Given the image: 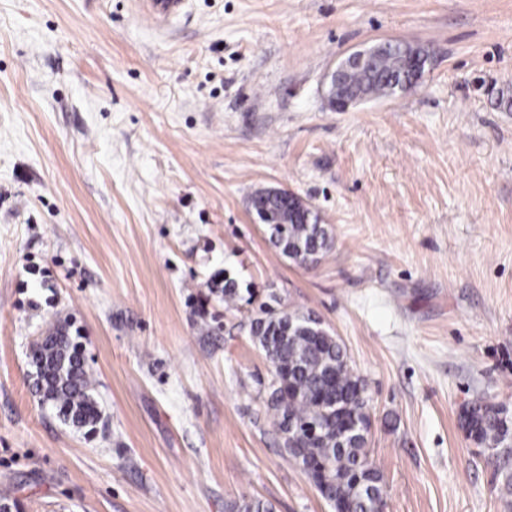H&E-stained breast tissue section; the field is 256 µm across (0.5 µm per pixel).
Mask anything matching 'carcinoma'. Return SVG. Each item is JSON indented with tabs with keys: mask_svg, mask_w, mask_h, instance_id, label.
<instances>
[{
	"mask_svg": "<svg viewBox=\"0 0 512 512\" xmlns=\"http://www.w3.org/2000/svg\"><path fill=\"white\" fill-rule=\"evenodd\" d=\"M420 77L403 44H378L368 65L350 74L349 84L363 101L393 96L397 85ZM251 208L270 243L296 264L306 256L316 264L333 246L331 228L315 212L290 208L286 200L258 191L251 196ZM220 293L225 310L238 308L240 288L227 273ZM250 332L272 366L267 405L289 457L332 512H372L375 502L385 500V490L366 448L371 420L365 383L344 345L313 312L267 304L251 319ZM32 362L41 401L54 405L74 427L97 422L99 410L84 360L64 328H54L33 345ZM459 423L477 448L495 457L498 469L512 468V417L502 406L481 398L467 402ZM230 510L272 512L260 499H244Z\"/></svg>",
	"mask_w": 512,
	"mask_h": 512,
	"instance_id": "cac0c4a2",
	"label": "carcinoma"
}]
</instances>
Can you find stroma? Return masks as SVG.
Wrapping results in <instances>:
<instances>
[{
	"label": "stroma",
	"instance_id": "obj_1",
	"mask_svg": "<svg viewBox=\"0 0 512 512\" xmlns=\"http://www.w3.org/2000/svg\"><path fill=\"white\" fill-rule=\"evenodd\" d=\"M433 56L345 112L325 74L381 40ZM301 196L334 246L270 243ZM230 273L251 302L211 291ZM312 311L364 379L385 512H512L459 424L512 412V0H0V493L19 512H331L283 448L260 304ZM102 419L41 404L54 327ZM261 191V190H260ZM255 192L251 208L265 228L270 243L290 261L300 265L299 256L316 264L333 246V233L317 213L288 207L285 199ZM301 266V265H300Z\"/></svg>",
	"mask_w": 512,
	"mask_h": 512
}]
</instances>
